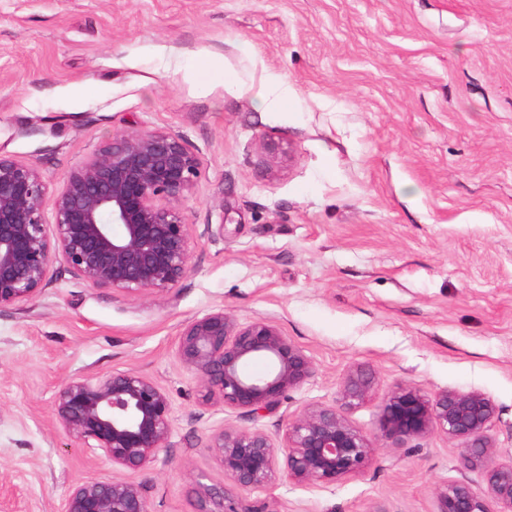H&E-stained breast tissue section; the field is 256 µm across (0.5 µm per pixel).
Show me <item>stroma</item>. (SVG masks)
<instances>
[{"label":"stroma","mask_w":512,"mask_h":512,"mask_svg":"<svg viewBox=\"0 0 512 512\" xmlns=\"http://www.w3.org/2000/svg\"><path fill=\"white\" fill-rule=\"evenodd\" d=\"M271 77L295 92L290 111L263 107ZM133 129L199 160L182 203L190 270L157 294L57 262L32 300L0 309V512H62L73 484L112 477L149 512H194L199 484H224L212 433L282 439L360 368L374 389L348 418L366 436L396 385L477 389L512 461V0H0V154L54 190ZM218 309L272 322L311 359L274 412L203 403L179 362L181 328ZM122 371L172 403L168 446L140 470L54 413L70 379ZM455 482L486 490L437 431L336 484L279 477L246 497L266 512H436Z\"/></svg>","instance_id":"stroma-1"}]
</instances>
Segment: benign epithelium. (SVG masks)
Listing matches in <instances>:
<instances>
[{
	"label": "benign epithelium",
	"instance_id": "7a95c632",
	"mask_svg": "<svg viewBox=\"0 0 512 512\" xmlns=\"http://www.w3.org/2000/svg\"><path fill=\"white\" fill-rule=\"evenodd\" d=\"M199 175L196 155L177 137L156 131L112 136L74 166L54 192L40 169L0 155V308L33 299L54 263L94 287L164 293L183 279L191 229L182 201ZM176 355L201 383L202 401H219L251 416L275 410L314 373L311 360L273 323L240 324L219 309L189 321ZM266 363L262 373L245 362ZM355 370L343 381L339 406L304 410L287 424L284 445L260 430L223 428L206 448L224 470L228 489L199 486L196 512H258L240 492L267 486L278 466L288 481L334 484L363 472L376 448H401L440 431L460 444L464 464L483 472L480 495L458 482L436 492V512H512V461L496 460L494 401L479 390L445 389L432 396L399 384L383 400L369 439L348 419L373 390ZM63 432L93 441L122 469H143L167 447L171 404L163 389L132 372L74 378L55 401ZM63 512H149L139 488L121 479L84 481L66 493Z\"/></svg>",
	"mask_w": 512,
	"mask_h": 512
}]
</instances>
